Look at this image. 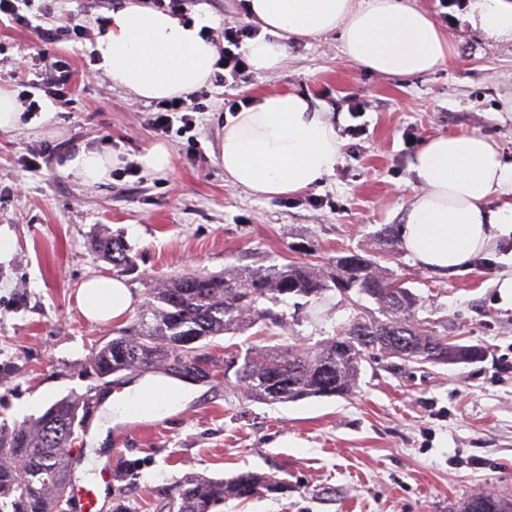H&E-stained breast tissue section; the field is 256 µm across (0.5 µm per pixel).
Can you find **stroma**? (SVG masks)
<instances>
[{"mask_svg": "<svg viewBox=\"0 0 512 512\" xmlns=\"http://www.w3.org/2000/svg\"><path fill=\"white\" fill-rule=\"evenodd\" d=\"M466 0H417L448 30L454 57L436 72L387 77L349 65L338 34L287 44L285 65L250 73L235 86L206 84L198 99L195 154L186 141L157 134L149 102L113 88L94 69L97 17L121 0L88 12V39L49 45L73 71L69 110L42 100L40 114L21 112L0 130V423L40 415L56 400L86 393L97 381L83 371L91 352L112 338L115 324L91 323L76 292L94 274L122 276L142 303L147 292L186 272L218 274L259 264L308 263L330 271L340 251L371 255L383 275L420 295L421 329L482 348L467 362H402L380 351L364 361L349 396L268 405L248 402L224 382L231 344L319 349L361 311L383 319L366 298L352 308L338 291L322 299L290 298L275 306L282 321L245 334L209 339L211 378L202 394L159 426L112 427L101 448L87 430L79 460L106 458L113 470L132 466L111 492L128 512H154L149 493L193 470L208 477L264 473L282 494L225 503L224 512H460L476 493L512 498V304L497 288L512 242L482 270L443 276L420 268L401 245L379 242L400 232L420 186L410 164L435 135L476 131L493 139L512 164V40L490 39L465 18ZM189 17H206L214 32L248 28L243 0H201ZM29 29L0 23V87L19 93L16 63L36 52ZM295 89L326 113L342 142L331 174L307 190L258 198L225 184L217 157L228 99ZM171 152L170 168L128 175L126 167L154 145ZM111 153L112 179L87 186L67 172L80 150ZM38 158L39 170L24 166ZM122 238L135 258L118 273L95 250L102 237Z\"/></svg>", "mask_w": 512, "mask_h": 512, "instance_id": "35a3bbf8", "label": "stroma"}]
</instances>
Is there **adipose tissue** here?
Instances as JSON below:
<instances>
[{"mask_svg": "<svg viewBox=\"0 0 512 512\" xmlns=\"http://www.w3.org/2000/svg\"><path fill=\"white\" fill-rule=\"evenodd\" d=\"M248 17L260 31L243 47L254 71L280 69L286 40L339 33L346 61L385 76L418 77L449 63L454 47L448 33L413 0H245ZM467 18L493 38L512 39V0H469ZM208 21L185 23L155 8L151 0H124L96 39L97 67L113 86L137 98L159 101L208 83L217 51L200 35ZM342 143L325 113L293 91L258 96L229 116L218 160L228 184L272 199L302 192L332 172ZM111 154L78 153L68 170L83 184L110 181ZM422 189L407 210L401 246L421 268L442 275L469 270L479 256L495 254L512 236V166L496 143L479 132L426 139L410 165ZM77 304L91 322L119 321L133 303L121 279L99 275L84 281ZM142 385L109 400L104 419L89 440L103 445L124 404L142 417L174 411L196 396L174 385L168 399L140 400Z\"/></svg>", "mask_w": 512, "mask_h": 512, "instance_id": "obj_1", "label": "adipose tissue"}]
</instances>
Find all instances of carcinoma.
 Wrapping results in <instances>:
<instances>
[{
	"label": "carcinoma",
	"mask_w": 512,
	"mask_h": 512,
	"mask_svg": "<svg viewBox=\"0 0 512 512\" xmlns=\"http://www.w3.org/2000/svg\"><path fill=\"white\" fill-rule=\"evenodd\" d=\"M97 247L118 271L134 268L122 239H101ZM373 266L370 259L351 253L336 259L334 275L300 264L186 274L150 290L137 317L91 354L84 370L98 379L141 368L172 371L191 359L200 362V342L244 332L271 318L273 311L260 307L262 301L317 297L332 286L375 300L387 311V320L357 315L316 352L230 353L224 361V383L249 402L287 403L349 395L365 353L375 348L402 361H446L450 354L472 360L481 355L480 349L450 343L445 336L422 334L415 319L420 298L402 282L377 274ZM86 410L87 395H67L37 417L0 424V512H64V489L72 482L75 464L69 448ZM278 491L275 482L258 472L227 479L190 472L159 491L155 512H224L227 499ZM464 512H512V500L473 495Z\"/></svg>",
	"instance_id": "carcinoma-1"
}]
</instances>
